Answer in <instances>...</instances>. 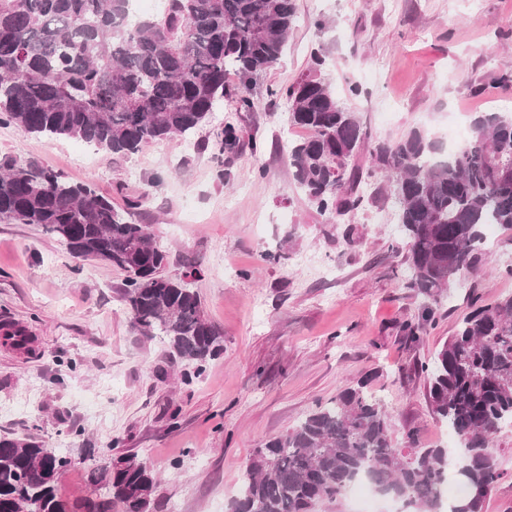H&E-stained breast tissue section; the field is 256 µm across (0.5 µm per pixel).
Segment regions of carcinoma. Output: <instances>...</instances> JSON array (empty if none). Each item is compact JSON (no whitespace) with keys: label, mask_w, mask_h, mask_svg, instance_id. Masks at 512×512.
<instances>
[{"label":"carcinoma","mask_w":512,"mask_h":512,"mask_svg":"<svg viewBox=\"0 0 512 512\" xmlns=\"http://www.w3.org/2000/svg\"><path fill=\"white\" fill-rule=\"evenodd\" d=\"M128 4L0 0V125L114 154L188 138L219 111L230 68L241 80L237 108L253 110L250 84L280 60L296 15L295 0H166L158 16L132 22ZM270 94L289 102V125L309 131L288 155L294 180L319 212L358 209L360 185L389 175L384 194L398 212L405 287L430 299L420 320L405 326L418 344L440 297L487 262L483 227L512 231V153L502 151L512 143V113H481L462 151L443 157L418 129L395 142L374 140L321 79ZM239 141L237 129L224 125L217 161ZM365 150L370 165L352 164ZM141 204L131 198L120 212L89 183L15 160L0 164V218L42 227L74 258L121 268L132 327L199 374L223 351L222 331L188 283L162 274L166 251L150 225L132 220ZM421 373L432 413L460 441L464 496L441 500L448 450L405 455L393 444L384 406L360 380L254 449L226 512H316L360 480L403 512H484L500 478L490 443L512 424V295L466 313ZM75 460L32 436L0 438V512H150L156 477L136 456L79 449L78 460L94 462L90 504L60 493L61 473Z\"/></svg>","instance_id":"obj_1"}]
</instances>
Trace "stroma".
<instances>
[{"mask_svg":"<svg viewBox=\"0 0 512 512\" xmlns=\"http://www.w3.org/2000/svg\"><path fill=\"white\" fill-rule=\"evenodd\" d=\"M280 60L252 86L253 111L237 109L236 74L210 125L192 140L169 138L129 155L27 135L0 125V162L63 173L89 183L117 207L138 197L134 220L151 225L167 252L164 273H202L192 287L224 351L201 376L129 322L116 266L77 260L37 226L0 220V325L25 326L29 349L0 344V437L31 435L47 447L134 454L158 478L152 512H224L254 448L297 424L347 383L368 378L386 407L396 447L418 431L422 448H453L425 396L418 363L430 359L470 309L512 295V232L485 231L497 270H479L441 300L419 345L402 327L425 302L405 287L394 252L396 220L383 194L333 223L298 187L285 99L270 89L310 72L367 122L374 138L409 129L446 142L479 112L512 110V84L490 87L512 63V0H296ZM322 66H314V57ZM359 95H351L350 86ZM235 125L240 145L214 157L218 129ZM355 230L354 242L344 238ZM287 248L275 263L267 252ZM333 267L325 277L306 260ZM491 447L501 476L485 512H512V427Z\"/></svg>","mask_w":512,"mask_h":512,"instance_id":"obj_1","label":"stroma"}]
</instances>
